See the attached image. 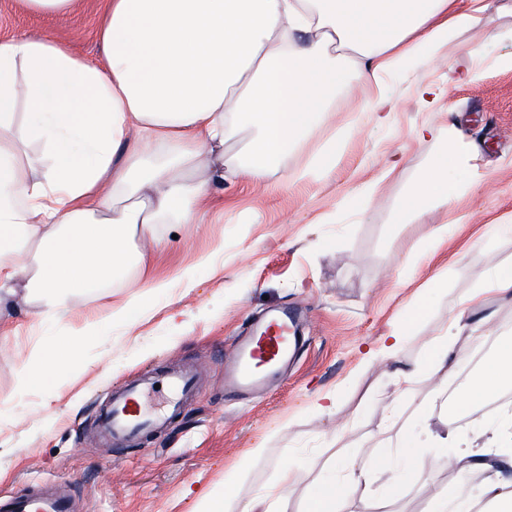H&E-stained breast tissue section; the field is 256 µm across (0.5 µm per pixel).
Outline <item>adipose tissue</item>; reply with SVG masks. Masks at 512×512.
Instances as JSON below:
<instances>
[{
    "label": "adipose tissue",
    "mask_w": 512,
    "mask_h": 512,
    "mask_svg": "<svg viewBox=\"0 0 512 512\" xmlns=\"http://www.w3.org/2000/svg\"><path fill=\"white\" fill-rule=\"evenodd\" d=\"M488 0H107L101 58L87 60L44 35L0 40V304L25 290L35 318L59 319L74 295L111 286L127 266L163 249L152 225L190 223L224 181V143L241 125L255 178L280 170L289 150L347 79L371 86L366 109L391 112L384 76L423 49L488 25ZM343 47L352 72L330 64ZM26 105L18 114V105ZM448 150L407 195L406 222L452 206ZM512 298V265L495 266L435 339L443 367L487 293ZM512 388V339L474 375L463 403ZM494 479L482 500L512 512V413L477 436Z\"/></svg>",
    "instance_id": "1"
}]
</instances>
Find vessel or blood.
<instances>
[{"mask_svg": "<svg viewBox=\"0 0 512 512\" xmlns=\"http://www.w3.org/2000/svg\"><path fill=\"white\" fill-rule=\"evenodd\" d=\"M297 315L288 308L271 310L249 325L225 356L224 388L247 396L276 381L287 370L300 348ZM195 388L190 369L170 368L145 376L110 393L92 424L105 443L124 447L154 429L170 424L183 401ZM73 502L53 482L24 492H0V512H72Z\"/></svg>", "mask_w": 512, "mask_h": 512, "instance_id": "1", "label": "vessel or blood"}]
</instances>
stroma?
<instances>
[{"mask_svg":"<svg viewBox=\"0 0 512 512\" xmlns=\"http://www.w3.org/2000/svg\"><path fill=\"white\" fill-rule=\"evenodd\" d=\"M106 0H82L78 12L52 16L0 0V38L49 35L86 58L100 55L98 30ZM487 30L459 33L438 54L421 51L385 81L395 109L378 125L363 107L370 89L348 83L330 97V110L289 152L286 171L254 182L241 175L243 151L254 132L238 127L224 145V193L192 224H158L166 243L151 270L129 266L111 287L75 295L68 317L33 323L30 302L15 297L0 310V490H29L52 481L73 489L77 512H196L202 494L230 495L242 505L277 482L282 512H304L312 486L343 484L348 466L365 468L397 453L411 433L424 448L426 466L394 462L339 500L340 512H430L434 498L454 495L448 449L436 434L454 428L472 439L491 425L494 412L449 408L440 385L464 391L487 365L496 340L512 337V298L488 296L469 323L486 322L491 341L459 336L455 357L433 376H421L399 397L395 372L423 368L433 342L472 288L498 263H512V239L490 233L488 223L512 212V0H491ZM478 50L482 65L473 82L449 89L448 74L463 54ZM440 130L421 138L422 124ZM454 129L471 151L472 168L456 172L461 196L453 209L431 208L397 223L402 203L448 147ZM342 143L335 171L303 184L286 174L305 166L317 148ZM452 222L448 238L429 239L433 224ZM430 254L415 265L409 253ZM186 268L196 278H177ZM440 276L443 287L427 292ZM167 278L149 310L137 307L147 278ZM426 303L421 320L398 357L367 363L364 354L398 327L405 309ZM307 312L302 344L284 380L246 399L225 395L222 350L244 324L281 305ZM124 307L122 323L103 324L97 335L73 340L87 317ZM74 341L76 361L51 372L42 386H25L21 372L35 353ZM193 366L199 387L175 429L116 450L95 443L92 422L109 388L149 370ZM336 397L332 414L312 403ZM429 418H422V409ZM264 445L245 475L224 487V473L249 448Z\"/></svg>","mask_w":512,"mask_h":512,"instance_id":"obj_1","label":"stroma"}]
</instances>
